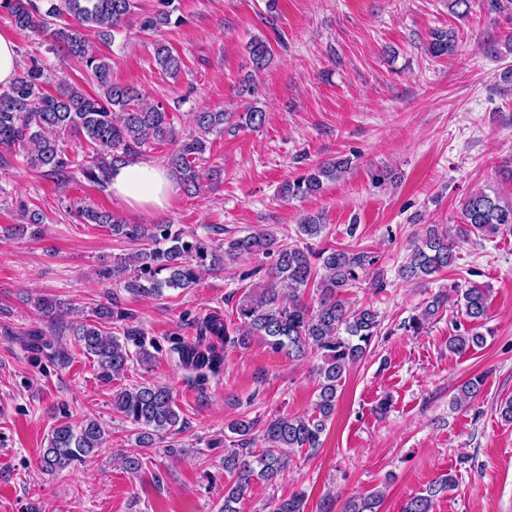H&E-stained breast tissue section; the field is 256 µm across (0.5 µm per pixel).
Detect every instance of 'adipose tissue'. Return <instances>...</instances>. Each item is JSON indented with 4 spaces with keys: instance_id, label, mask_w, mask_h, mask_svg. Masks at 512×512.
Instances as JSON below:
<instances>
[{
    "instance_id": "1",
    "label": "adipose tissue",
    "mask_w": 512,
    "mask_h": 512,
    "mask_svg": "<svg viewBox=\"0 0 512 512\" xmlns=\"http://www.w3.org/2000/svg\"><path fill=\"white\" fill-rule=\"evenodd\" d=\"M110 188L116 203L145 216L165 210L175 192L167 170L144 160L116 164Z\"/></svg>"
}]
</instances>
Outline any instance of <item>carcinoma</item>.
I'll return each mask as SVG.
<instances>
[{
    "instance_id": "carcinoma-1",
    "label": "carcinoma",
    "mask_w": 512,
    "mask_h": 512,
    "mask_svg": "<svg viewBox=\"0 0 512 512\" xmlns=\"http://www.w3.org/2000/svg\"><path fill=\"white\" fill-rule=\"evenodd\" d=\"M174 0H158L157 9L141 17V28L158 31L170 24ZM138 0H0V12L10 17L21 32L37 33L47 40V51L79 61L87 78L100 90L97 96L66 80L51 93L46 88V65L37 56H23V66L7 87L0 86V167L10 164L8 156L23 154L27 165L42 173L58 187L66 186L79 173L93 186H109L115 164L145 157L153 145L174 143L176 149L165 159L184 193L197 195L217 171L204 167L212 138L224 135L233 113L201 110L192 114L194 132L178 140L169 112L160 101L145 100L137 88L112 81L111 59L99 53L85 31L100 39H112L116 30L136 15ZM452 31H434L427 52L440 57L454 51ZM253 69L262 72L271 63L269 42L260 37L247 45ZM156 68L170 78L182 71V57L163 42L154 47ZM239 126L259 128L266 113L251 105L238 114ZM76 137L87 146L78 158L68 150L65 137ZM350 167V159L338 158L306 171L279 188L285 198H301L317 193L328 181L336 180ZM21 223L11 233L36 237L42 233L46 216L39 208L21 202ZM74 215L82 224H105L113 236L137 246L131 256L118 258L98 271L104 283L123 285L132 294L160 296L166 289L194 287L201 270L224 269L225 261L246 255L263 254L273 258L269 282L246 294L236 306L238 323L229 326L224 317L211 313L200 324L199 337L176 347L181 362L198 377L218 376L224 370V352L247 343L250 336H261L273 351L285 352L294 360L310 353L320 357L317 400L307 416H277L266 421L239 419L228 425L234 435L224 449V508L240 512L239 504L249 497L258 483H275L288 465V453L321 446V436L335 413L338 388L349 368L361 361L378 336L380 320L371 306L352 307L343 294L355 288L368 275L375 257L367 251L284 244L271 231L224 238L211 246L193 231H174L164 222L130 224L110 211L78 205ZM512 227V202L504 203L477 191L462 206V225L457 235L494 234ZM325 225L315 216L303 218L298 233L308 239L321 235ZM456 241L436 225L414 243L399 270L406 281L423 279L452 265ZM316 288L318 305L308 306L302 297L308 287ZM456 302L472 327L448 337V349L461 354L486 344L480 332L487 317L488 289L471 285L455 288ZM448 297L436 295L422 313L410 319L414 331L423 329L428 316L444 306ZM33 306L44 318L54 321L70 314V308L57 299L36 297ZM133 314L117 300L102 304L93 318H84L74 327L79 350L93 357L99 376L110 382L129 368L131 362L150 366L153 355L143 342L130 350L129 341L141 335L131 325ZM109 323L123 325L119 338L103 330ZM112 408L125 421L136 426L140 448H151L161 434L186 428L171 389L154 383L122 387L112 394ZM105 429L87 418L72 425L53 428L38 460L45 472H56L102 448ZM455 483L452 475L431 482L422 493L409 498L402 512H431L436 497ZM383 494L372 492L348 503L344 512H379ZM271 512H305L306 493L295 492L271 501Z\"/></svg>"
}]
</instances>
